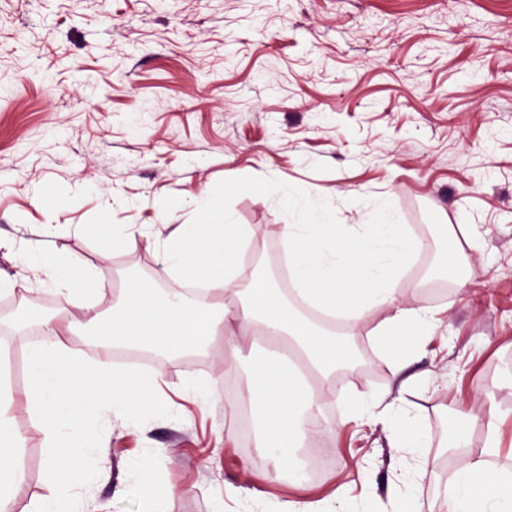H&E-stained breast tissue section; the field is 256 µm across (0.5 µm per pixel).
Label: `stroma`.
I'll list each match as a JSON object with an SVG mask.
<instances>
[{"mask_svg": "<svg viewBox=\"0 0 512 512\" xmlns=\"http://www.w3.org/2000/svg\"><path fill=\"white\" fill-rule=\"evenodd\" d=\"M310 192L336 223H367L383 202L433 242L400 282L430 318L402 340L399 374L373 340L379 312L346 326L364 370L325 386L329 461L319 479H296L273 476L227 404L247 401L267 344L243 350L230 386L224 337L153 358L172 415L141 426L108 415L99 475L81 489L92 512H140L147 457L163 512H278L340 490L349 512H429L488 430L512 450V0H0V372L24 475L13 512L49 481L23 406L44 329L10 319L72 311L25 267L28 252L104 280L108 309L131 266L181 286L166 241L215 197L252 226L248 259L275 272L277 228L297 218L289 200ZM105 224L134 240H110ZM450 258L455 281L439 273ZM378 402L432 447H389L385 427L353 419ZM453 433L468 451L446 448Z\"/></svg>", "mask_w": 512, "mask_h": 512, "instance_id": "stroma-1", "label": "stroma"}]
</instances>
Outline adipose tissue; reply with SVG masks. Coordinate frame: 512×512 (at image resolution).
Here are the masks:
<instances>
[{"label":"adipose tissue","instance_id":"adipose-tissue-1","mask_svg":"<svg viewBox=\"0 0 512 512\" xmlns=\"http://www.w3.org/2000/svg\"><path fill=\"white\" fill-rule=\"evenodd\" d=\"M297 206L309 217L284 225L282 237L295 291L304 303L340 312L355 323L365 311H384L374 330L383 344L422 325L427 312L401 301L399 279L424 244L407 233L387 204L376 206L367 224L333 223L329 209L311 193ZM251 237V226L236 223L223 201L214 200L201 223L183 225L168 240L170 269L182 279L208 286L211 301L204 307L187 306L178 295L169 303H158L156 282L139 278L106 314L94 307L104 298L101 280L39 251L29 256L28 265L62 286L74 309L72 324L85 328L99 347L140 343L174 351L204 350L219 327L232 320L243 337L287 341L315 371L320 384H327L336 366L349 359V348L293 311L280 289L243 287L242 259ZM248 390L249 403L262 413L267 429L257 447L268 454L276 474L298 473L295 450L318 426L319 397L304 392L299 371L286 358H255ZM11 404L0 390V512H11L22 482L16 463L20 439L13 429ZM499 456L497 437L489 435L480 456L454 476L443 512H512V463L500 462Z\"/></svg>","mask_w":512,"mask_h":512}]
</instances>
